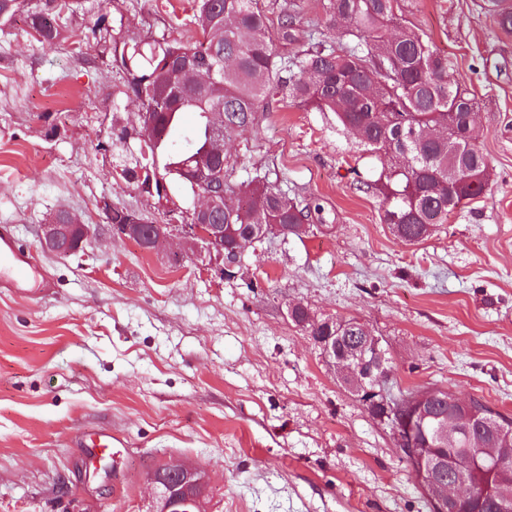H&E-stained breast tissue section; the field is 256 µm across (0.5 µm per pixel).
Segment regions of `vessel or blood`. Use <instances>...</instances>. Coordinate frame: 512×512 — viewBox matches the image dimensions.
<instances>
[{"instance_id":"vessel-or-blood-1","label":"vessel or blood","mask_w":512,"mask_h":512,"mask_svg":"<svg viewBox=\"0 0 512 512\" xmlns=\"http://www.w3.org/2000/svg\"><path fill=\"white\" fill-rule=\"evenodd\" d=\"M50 282L40 277L33 255L18 239L12 225H0V289L20 296L45 290Z\"/></svg>"}]
</instances>
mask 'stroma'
Segmentation results:
<instances>
[{
    "mask_svg": "<svg viewBox=\"0 0 512 512\" xmlns=\"http://www.w3.org/2000/svg\"><path fill=\"white\" fill-rule=\"evenodd\" d=\"M483 0H399L476 101L487 191L403 244L353 171L365 159L333 113L291 101L224 143L235 180L260 175L322 209L313 233L248 245L220 279L178 239L149 252L104 230L102 199L157 224L166 202L121 171L144 146L113 42L201 39L191 0H71L60 38L28 11L0 30V224L13 225L49 294L0 291V512H149L152 471L202 469L211 512H429L398 436L341 385L288 316L356 318L388 353L387 387H441L512 414V34ZM60 209L100 231L44 251ZM118 441L95 470L79 437Z\"/></svg>",
    "mask_w": 512,
    "mask_h": 512,
    "instance_id": "stroma-1",
    "label": "stroma"
}]
</instances>
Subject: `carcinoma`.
<instances>
[{"mask_svg": "<svg viewBox=\"0 0 512 512\" xmlns=\"http://www.w3.org/2000/svg\"><path fill=\"white\" fill-rule=\"evenodd\" d=\"M27 0H0V29L24 10ZM64 4L45 0L31 12V24L43 43L59 36ZM203 39L190 42L133 39L121 49L127 90L141 103L143 124L151 126L145 141L143 174L127 175L149 192V165L162 160L164 175L188 186L216 172L224 192V208L208 223L224 224V263L236 264L237 238L251 233L256 240L278 232L298 238L309 232L320 206L301 204L279 185L262 177L235 181L211 146L255 124L257 113L269 110L282 95L298 104L336 116V125L358 135L363 151L378 159L381 170L364 185L381 198V221L395 239L408 244L429 237L448 223L455 210L484 194L493 167L467 134V116L475 109L466 90L448 80V57L398 15V0H323L325 24L339 36L332 45L309 32L296 35L303 6L283 0L279 6V37L268 31V17L258 0H193ZM498 27L512 33V0H485ZM187 112L196 114L184 127ZM224 113V127L213 126L210 114ZM111 224H141L132 237L140 242L151 225L136 213L114 207ZM292 322L315 335L320 320L305 307L290 313ZM349 348L354 336H370L363 323L349 319ZM427 406L412 404L423 390L389 395L392 408L362 400L374 417L396 427V416L413 417L431 434L435 419L448 416L453 392L432 388ZM467 412L480 417L469 433L448 435V477L459 476L473 487L476 500L458 512H512V417L471 398Z\"/></svg>", "mask_w": 512, "mask_h": 512, "instance_id": "carcinoma-1", "label": "carcinoma"}]
</instances>
